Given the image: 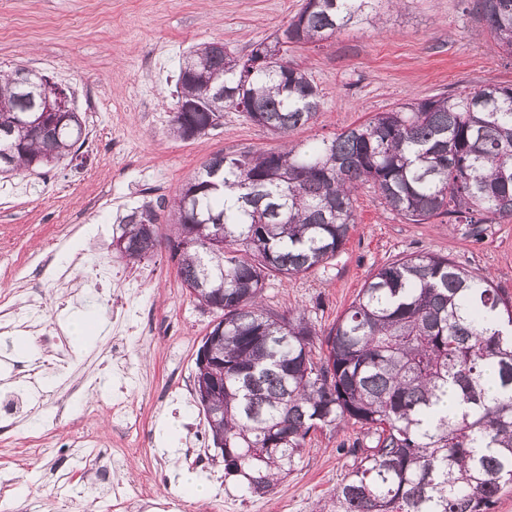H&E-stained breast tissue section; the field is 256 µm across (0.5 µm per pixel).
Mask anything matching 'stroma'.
Segmentation results:
<instances>
[{"label": "stroma", "instance_id": "obj_1", "mask_svg": "<svg viewBox=\"0 0 512 512\" xmlns=\"http://www.w3.org/2000/svg\"><path fill=\"white\" fill-rule=\"evenodd\" d=\"M303 0H0V68L23 66L69 88L86 123L79 161L0 177V295L14 299V328L0 331V505L8 512H122L113 485L138 490L153 473L156 503L170 512H320L362 439L357 426L312 432L297 469L263 496L243 494L216 453L194 391L195 360L215 315L182 284L167 247L132 265L112 248L131 208L171 199L217 153L259 152L280 141L228 112L205 135L168 134L179 63L193 46L223 42L247 53L287 25ZM473 0H387L375 25L336 33L288 57L321 92L315 119L291 135L333 137L397 104L487 83L512 84V57L498 52ZM357 221L325 269L267 281L264 304L304 312L329 329L368 276L417 253L445 255L488 275L512 299V219L494 224H408L368 184L355 196ZM68 243L54 248L59 235ZM94 247L112 267L98 286L79 254ZM140 281L137 302L149 329L129 335L112 318ZM44 308L39 327L26 309ZM99 325L74 337L72 324ZM71 354L69 369L57 355ZM37 378H30L33 364ZM139 412L143 443L123 468L108 461L128 445L109 419L115 400ZM99 437L77 449L76 429ZM43 437L38 456L29 440ZM206 485L196 499L180 478Z\"/></svg>", "mask_w": 512, "mask_h": 512}]
</instances>
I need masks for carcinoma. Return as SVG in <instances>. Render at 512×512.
Instances as JSON below:
<instances>
[{
  "label": "carcinoma",
  "mask_w": 512,
  "mask_h": 512,
  "mask_svg": "<svg viewBox=\"0 0 512 512\" xmlns=\"http://www.w3.org/2000/svg\"><path fill=\"white\" fill-rule=\"evenodd\" d=\"M378 4L304 0L271 44L243 55L198 45L193 52L224 82V104L179 73L170 133L196 138L242 112L289 136L317 115L320 91L286 58L254 65L259 50L371 24ZM473 7L512 56V0ZM503 88L401 103L308 145L216 154L173 200L166 243L181 282L200 305H224L212 350L224 414L205 419L213 443H223L225 473L242 477L248 493H267L294 471L311 432L348 424L361 425L368 443L346 449L352 469L321 512H490L512 486V300L488 277L446 256L407 255L372 273L324 331L262 300L270 278L313 273L342 249L361 184L409 224L512 218V94ZM47 92L34 75L26 93L17 71L0 74V174L77 153L80 113L58 117L53 133L22 123ZM162 208L131 210L121 235L136 241L149 224L157 248ZM450 395L461 405L452 415Z\"/></svg>",
  "instance_id": "carcinoma-1"
}]
</instances>
